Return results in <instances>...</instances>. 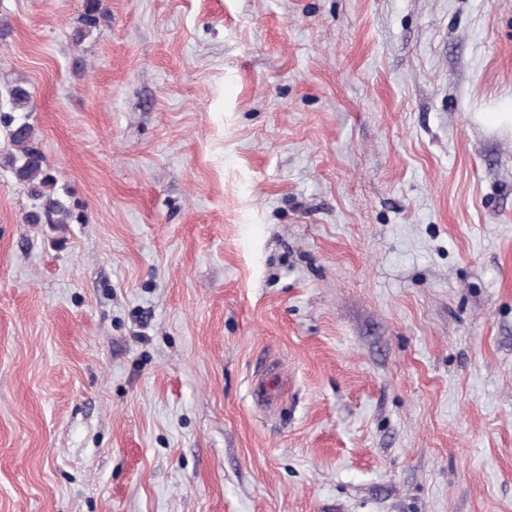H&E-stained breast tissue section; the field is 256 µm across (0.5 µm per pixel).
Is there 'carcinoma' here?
I'll list each match as a JSON object with an SVG mask.
<instances>
[{
    "label": "carcinoma",
    "mask_w": 512,
    "mask_h": 512,
    "mask_svg": "<svg viewBox=\"0 0 512 512\" xmlns=\"http://www.w3.org/2000/svg\"><path fill=\"white\" fill-rule=\"evenodd\" d=\"M4 93L10 108L0 113V122L12 150L0 157V164L11 171L35 202V210L28 215L31 223L37 224L44 219L49 224H67L72 217L71 210L65 201L54 195V180L45 168L44 157L32 146V127L26 118L20 116L32 108L28 84L17 79L6 86Z\"/></svg>",
    "instance_id": "1"
}]
</instances>
